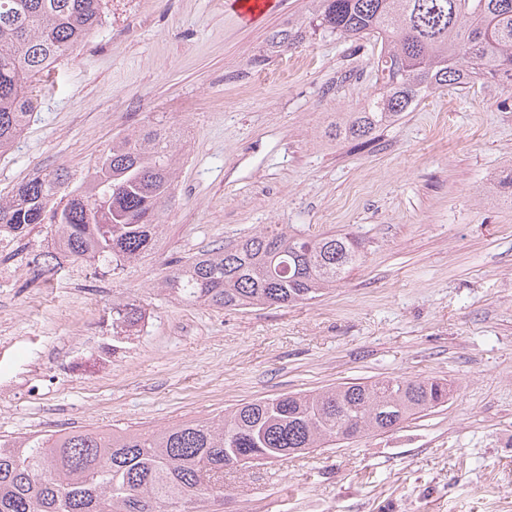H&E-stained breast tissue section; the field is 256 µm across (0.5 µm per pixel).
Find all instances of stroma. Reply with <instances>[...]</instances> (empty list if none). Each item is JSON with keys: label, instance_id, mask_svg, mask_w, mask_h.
<instances>
[{"label": "stroma", "instance_id": "stroma-1", "mask_svg": "<svg viewBox=\"0 0 512 512\" xmlns=\"http://www.w3.org/2000/svg\"><path fill=\"white\" fill-rule=\"evenodd\" d=\"M225 0H135L33 89L0 155V196L62 167L80 179L156 118L180 149L156 249L115 270L0 282V436L156 429L237 404L382 377L441 378L447 405L393 430L224 476L217 512H512V87L436 88L374 139H329L374 89L371 48L271 34L313 0L242 21ZM284 224L365 245L347 278L295 305L226 311L155 287L189 257ZM55 248L36 227L0 271ZM138 335L112 340L113 298ZM97 327L86 336L84 323ZM143 319V312L134 303L112 300V329L133 328Z\"/></svg>", "mask_w": 512, "mask_h": 512}]
</instances>
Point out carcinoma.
<instances>
[{
	"mask_svg": "<svg viewBox=\"0 0 512 512\" xmlns=\"http://www.w3.org/2000/svg\"><path fill=\"white\" fill-rule=\"evenodd\" d=\"M108 0H0V155L27 125L34 83L101 23ZM371 38L375 90L340 112L326 136L365 139L431 88L512 86V0H316L306 35ZM179 150L160 122L121 138L81 183L57 168L0 198V243L50 224L73 260L122 267L152 252L173 197ZM350 234L305 235L268 224L171 270L158 291L224 310L284 306L326 294L361 263ZM143 319L112 301V328ZM438 378H382L244 402L222 415L156 430L73 431L0 439V512H209L230 463H272L331 442L391 431L448 402ZM212 490H202L203 480Z\"/></svg>",
	"mask_w": 512,
	"mask_h": 512,
	"instance_id": "obj_1",
	"label": "carcinoma"
}]
</instances>
